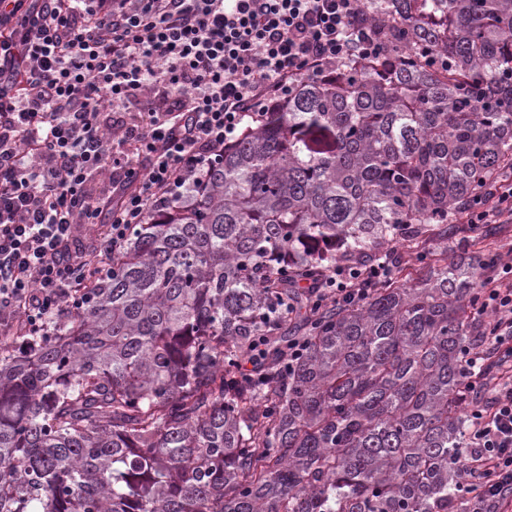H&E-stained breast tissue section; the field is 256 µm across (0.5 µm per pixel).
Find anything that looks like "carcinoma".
I'll return each instance as SVG.
<instances>
[{
  "instance_id": "cac0c4a2",
  "label": "carcinoma",
  "mask_w": 512,
  "mask_h": 512,
  "mask_svg": "<svg viewBox=\"0 0 512 512\" xmlns=\"http://www.w3.org/2000/svg\"><path fill=\"white\" fill-rule=\"evenodd\" d=\"M386 63L297 81L31 353L0 341V512H470L461 351L512 173V0H365ZM388 261L352 302L313 288ZM490 192L489 197L477 200L466 210L467 221L463 216L458 222V224H466L467 222V224L482 225L473 232L467 231L448 239V255L451 254V246H456L458 239L462 236H466L473 245L485 229L484 224L497 227L495 239L499 253H506L510 245L512 248V177L499 181ZM472 245L470 246L472 249L481 247L480 244Z\"/></svg>"
}]
</instances>
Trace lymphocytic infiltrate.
Instances as JSON below:
<instances>
[{
	"label": "lymphocytic infiltrate",
	"instance_id": "lymphocytic-infiltrate-1",
	"mask_svg": "<svg viewBox=\"0 0 512 512\" xmlns=\"http://www.w3.org/2000/svg\"><path fill=\"white\" fill-rule=\"evenodd\" d=\"M362 11L363 0H99L94 12L82 0H0V333L41 336L81 308L87 279L135 227L201 187L245 120L285 103L297 80L386 58ZM466 218L512 222V178ZM99 223L91 265L81 231ZM389 273L337 266L323 287L347 299ZM476 302L492 319L462 359L484 400L470 408L460 483L472 512H512V261L479 280Z\"/></svg>",
	"mask_w": 512,
	"mask_h": 512
}]
</instances>
